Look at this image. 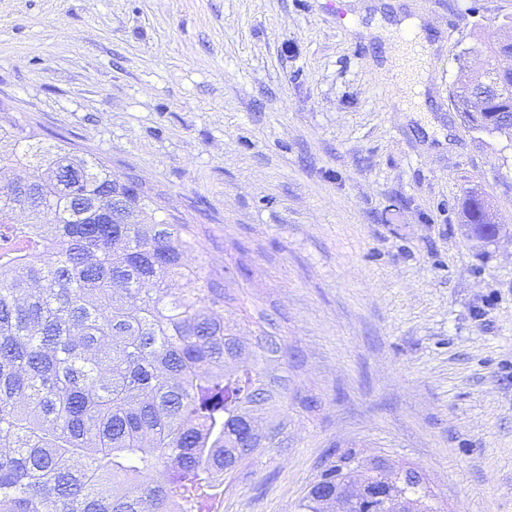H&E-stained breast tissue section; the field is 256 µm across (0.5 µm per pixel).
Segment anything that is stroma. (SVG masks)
I'll return each instance as SVG.
<instances>
[{
    "label": "stroma",
    "mask_w": 512,
    "mask_h": 512,
    "mask_svg": "<svg viewBox=\"0 0 512 512\" xmlns=\"http://www.w3.org/2000/svg\"><path fill=\"white\" fill-rule=\"evenodd\" d=\"M512 0H0V110L203 224L319 399L212 512H298L330 448L422 470L445 512H512V140L469 128L458 63ZM422 17L425 111L395 52ZM479 195L477 193H473L469 195V197L466 200L465 203V217H466V224H480L477 226V232L475 233V237L480 239H492L494 237L495 228L492 225H489L487 227L486 224H488L486 217L481 213L477 217H475L474 213L471 210V202L475 200V197ZM485 209L487 213L488 221H490V224H494L496 227V237L499 238L503 232H504V226L501 224H497L495 214H493L488 201L485 202ZM487 227V228H486Z\"/></svg>",
    "instance_id": "obj_1"
}]
</instances>
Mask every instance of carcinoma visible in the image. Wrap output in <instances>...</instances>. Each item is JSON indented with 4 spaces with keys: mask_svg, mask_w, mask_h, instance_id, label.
Masks as SVG:
<instances>
[{
    "mask_svg": "<svg viewBox=\"0 0 512 512\" xmlns=\"http://www.w3.org/2000/svg\"><path fill=\"white\" fill-rule=\"evenodd\" d=\"M484 47L490 62L512 54V40ZM469 81L459 65L453 108L491 134L493 107L471 105ZM129 182L91 151L47 145L0 115V512H211L215 483L288 447V406L317 407L273 366L288 338L234 287L244 266L185 265L207 228L144 223L154 197ZM475 197L466 223L491 239ZM21 210L30 222H16ZM329 456L299 512H336L358 453ZM359 473L383 494L377 512L395 498L405 512H444L412 469Z\"/></svg>",
    "mask_w": 512,
    "mask_h": 512,
    "instance_id": "obj_1",
    "label": "carcinoma"
}]
</instances>
